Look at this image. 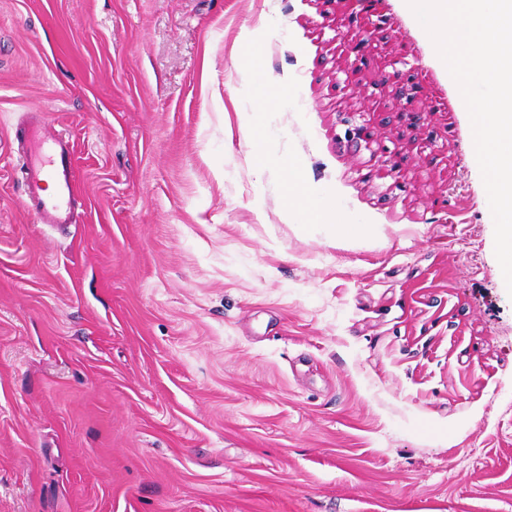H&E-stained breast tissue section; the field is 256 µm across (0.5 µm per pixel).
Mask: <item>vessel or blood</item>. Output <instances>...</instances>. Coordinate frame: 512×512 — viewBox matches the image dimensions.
I'll use <instances>...</instances> for the list:
<instances>
[{"mask_svg": "<svg viewBox=\"0 0 512 512\" xmlns=\"http://www.w3.org/2000/svg\"><path fill=\"white\" fill-rule=\"evenodd\" d=\"M37 149H24L20 159L25 178L23 203L40 223H73L81 201L75 178L73 150L68 138L53 133L46 122L32 127Z\"/></svg>", "mask_w": 512, "mask_h": 512, "instance_id": "1", "label": "vessel or blood"}]
</instances>
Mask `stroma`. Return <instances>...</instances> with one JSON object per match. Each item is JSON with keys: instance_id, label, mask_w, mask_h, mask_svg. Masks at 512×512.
I'll use <instances>...</instances> for the list:
<instances>
[{"instance_id": "1", "label": "stroma", "mask_w": 512, "mask_h": 512, "mask_svg": "<svg viewBox=\"0 0 512 512\" xmlns=\"http://www.w3.org/2000/svg\"><path fill=\"white\" fill-rule=\"evenodd\" d=\"M352 8L0 0V512H512V295L469 114L406 0L337 91ZM29 110L73 145L64 230L22 201ZM254 119L360 233L286 213ZM400 64L401 68L395 67L391 73L386 77V82H392L393 84H401V95L406 94L407 103L413 102L415 99L419 85L415 82V75L413 67L407 61L395 62ZM407 66H410L407 68ZM250 164L254 175L259 179L270 171L268 143L265 136L258 130H254L253 133Z\"/></svg>"}]
</instances>
